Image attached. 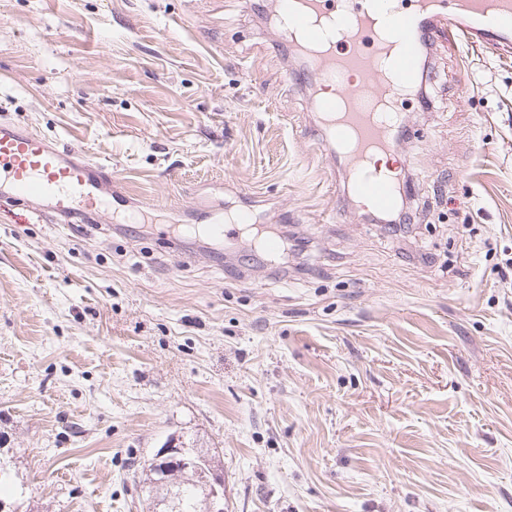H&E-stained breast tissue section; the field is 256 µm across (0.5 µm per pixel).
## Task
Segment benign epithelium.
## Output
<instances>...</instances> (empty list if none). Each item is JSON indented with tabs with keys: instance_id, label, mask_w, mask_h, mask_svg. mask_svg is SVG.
<instances>
[{
	"instance_id": "benign-epithelium-1",
	"label": "benign epithelium",
	"mask_w": 512,
	"mask_h": 512,
	"mask_svg": "<svg viewBox=\"0 0 512 512\" xmlns=\"http://www.w3.org/2000/svg\"><path fill=\"white\" fill-rule=\"evenodd\" d=\"M215 458L201 456L179 436L168 438L160 447L153 450L148 463L155 467L159 482L168 483L180 475L190 474L206 489L203 512H225L224 470L216 457L220 449H214Z\"/></svg>"
}]
</instances>
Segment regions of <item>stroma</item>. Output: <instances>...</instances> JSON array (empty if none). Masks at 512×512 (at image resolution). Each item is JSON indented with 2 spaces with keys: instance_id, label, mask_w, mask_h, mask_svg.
I'll return each mask as SVG.
<instances>
[{
  "instance_id": "35a3bbf8",
  "label": "stroma",
  "mask_w": 512,
  "mask_h": 512,
  "mask_svg": "<svg viewBox=\"0 0 512 512\" xmlns=\"http://www.w3.org/2000/svg\"><path fill=\"white\" fill-rule=\"evenodd\" d=\"M256 0H0V119L111 163L96 224L0 201V453L29 512H150L170 436L228 512H512V52L430 50L414 217L353 205ZM253 207L270 260L176 226Z\"/></svg>"
}]
</instances>
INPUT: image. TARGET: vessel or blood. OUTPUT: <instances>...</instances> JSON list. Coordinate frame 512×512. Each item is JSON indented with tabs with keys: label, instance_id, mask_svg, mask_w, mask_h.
Here are the masks:
<instances>
[{
	"label": "vessel or blood",
	"instance_id": "obj_1",
	"mask_svg": "<svg viewBox=\"0 0 512 512\" xmlns=\"http://www.w3.org/2000/svg\"><path fill=\"white\" fill-rule=\"evenodd\" d=\"M278 18L301 33L293 50L306 55L319 82L323 139L343 162L350 195L379 211L395 208L404 193L400 175L372 162L389 152L401 126V91L422 78L423 19L446 28L454 53L463 43L495 51L512 41V0H410L402 10L385 0H279ZM108 195L121 191L107 165L0 122V199L25 202L18 223L77 217L91 224Z\"/></svg>",
	"mask_w": 512,
	"mask_h": 512
}]
</instances>
